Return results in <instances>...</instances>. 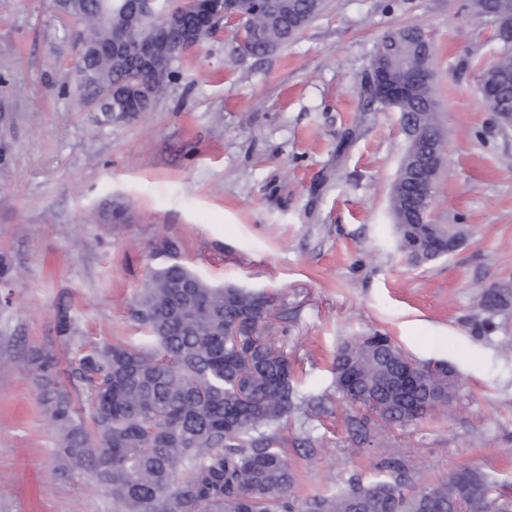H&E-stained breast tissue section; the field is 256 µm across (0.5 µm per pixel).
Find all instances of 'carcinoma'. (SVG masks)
<instances>
[{"label":"carcinoma","mask_w":512,"mask_h":512,"mask_svg":"<svg viewBox=\"0 0 512 512\" xmlns=\"http://www.w3.org/2000/svg\"><path fill=\"white\" fill-rule=\"evenodd\" d=\"M244 18L251 52L262 57L298 36L324 9L325 0H228ZM63 15L107 43L112 31L136 27L146 38L155 23L134 15L126 0H51ZM177 27L157 45V64L96 53L83 44L74 72L81 103L108 98L131 79L150 91L153 109L175 75ZM499 57L480 81L500 89L512 112V44L500 41ZM373 60L392 82L407 89L398 102L369 96L407 116V147L400 168L405 188L391 193L394 232L407 261L427 264L450 255L462 233L451 225H422L419 180L434 174L420 145L444 141L433 87V51L417 26L387 33ZM149 267L131 315L143 329L136 343L80 345L69 377L82 386L91 424L77 419L54 378L55 358L36 354L41 400L62 433L59 459L87 473L112 496L115 512H512V500L491 497L488 477L460 466L431 481L402 459L383 464L388 476L351 481L343 491L304 499L293 493L295 471L279 431L298 409L326 411L323 398L303 396L288 353L270 336L274 299L235 284L215 286L177 259L168 245ZM504 292L486 287L477 307L498 311ZM336 394L366 411L352 419L357 435L375 445L384 428L414 425L448 411L456 382L444 364H421L391 337L377 333L343 343L333 360Z\"/></svg>","instance_id":"1"}]
</instances>
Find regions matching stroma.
<instances>
[{
  "mask_svg": "<svg viewBox=\"0 0 512 512\" xmlns=\"http://www.w3.org/2000/svg\"><path fill=\"white\" fill-rule=\"evenodd\" d=\"M407 25L432 42L451 132L432 221L465 233L419 267L389 212L400 114L361 94L377 43ZM83 35L50 0H0V512H113L86 473L58 470L32 356L52 352L79 401L69 362L80 344L136 338L131 306L170 240L211 282L274 296L272 336L300 392L326 399L282 432L295 495L345 490L401 457L432 480L477 467L512 496V304L492 315L475 304L482 288L512 290V129L483 103L481 71L499 46L473 0H326L263 58L241 57L226 27L181 56L149 112L81 105L71 70ZM113 204L124 223L105 220ZM373 332L455 369L452 416L391 430L380 447L356 437L332 361L342 341Z\"/></svg>",
  "mask_w": 512,
  "mask_h": 512,
  "instance_id": "35a3bbf8",
  "label": "stroma"
}]
</instances>
